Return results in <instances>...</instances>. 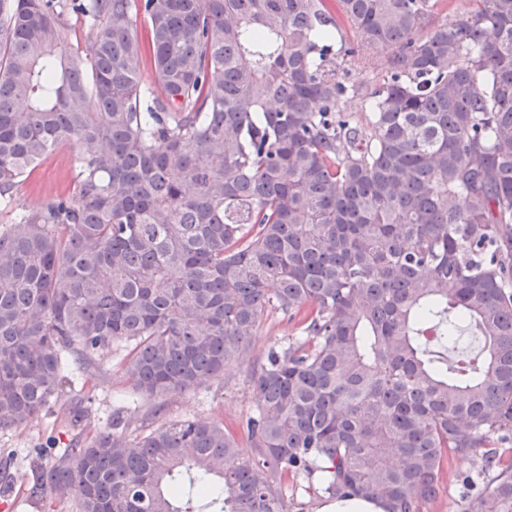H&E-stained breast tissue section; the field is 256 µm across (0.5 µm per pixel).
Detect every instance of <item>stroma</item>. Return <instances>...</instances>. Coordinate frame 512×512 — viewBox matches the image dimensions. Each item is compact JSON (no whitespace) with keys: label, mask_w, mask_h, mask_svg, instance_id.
<instances>
[{"label":"stroma","mask_w":512,"mask_h":512,"mask_svg":"<svg viewBox=\"0 0 512 512\" xmlns=\"http://www.w3.org/2000/svg\"><path fill=\"white\" fill-rule=\"evenodd\" d=\"M76 165V154L68 147L47 157L17 187L11 205L0 207V224L12 223L15 214L33 210L58 193L73 191ZM297 334L294 323L278 311H266L245 360L229 361L223 374L204 378L188 391L156 400L134 392L125 375L124 349L104 350L98 364L73 370L61 395L52 397L27 424L0 429V462L10 461L14 475L11 488L0 494V512H71L68 502L49 494L38 501L31 499L27 475L31 449L68 446L73 437L68 426L73 399H82L88 410L81 435L85 441L109 428L116 412L127 420V433L132 437L184 419H217L233 429L255 407L253 372L265 363L271 349L287 344ZM477 471V465L467 460H456L444 467L439 493L428 504V512H466L472 492L465 479L476 476Z\"/></svg>","instance_id":"1"}]
</instances>
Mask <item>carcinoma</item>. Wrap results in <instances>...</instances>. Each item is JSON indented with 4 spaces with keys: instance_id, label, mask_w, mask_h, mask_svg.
<instances>
[{
    "instance_id": "1",
    "label": "carcinoma",
    "mask_w": 512,
    "mask_h": 512,
    "mask_svg": "<svg viewBox=\"0 0 512 512\" xmlns=\"http://www.w3.org/2000/svg\"><path fill=\"white\" fill-rule=\"evenodd\" d=\"M438 2L81 0L93 36L60 55V0H0V205L77 154L73 193L0 229V429L112 345L162 398L244 359L266 308L301 325L252 375L256 455L217 420L116 415L35 451L34 496L288 512L282 482L316 476L425 512L449 460L512 448V0ZM458 323L482 347L454 361ZM467 512H512V464Z\"/></svg>"
}]
</instances>
